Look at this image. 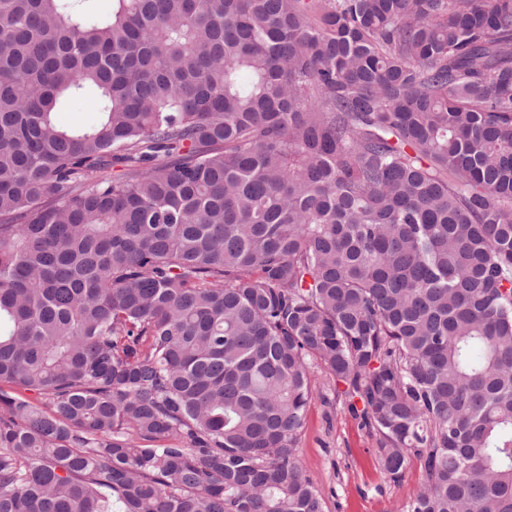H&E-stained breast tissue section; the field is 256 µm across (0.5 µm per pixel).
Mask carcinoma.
Returning <instances> with one entry per match:
<instances>
[{"label": "carcinoma", "instance_id": "1", "mask_svg": "<svg viewBox=\"0 0 512 512\" xmlns=\"http://www.w3.org/2000/svg\"><path fill=\"white\" fill-rule=\"evenodd\" d=\"M93 2L0 0V512H325L315 368L512 512V0ZM57 119L64 125L84 126L98 119L96 96L90 92L80 97L65 98L58 104Z\"/></svg>", "mask_w": 512, "mask_h": 512}]
</instances>
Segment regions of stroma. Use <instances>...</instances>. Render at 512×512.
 I'll return each mask as SVG.
<instances>
[{"instance_id": "35a3bbf8", "label": "stroma", "mask_w": 512, "mask_h": 512, "mask_svg": "<svg viewBox=\"0 0 512 512\" xmlns=\"http://www.w3.org/2000/svg\"><path fill=\"white\" fill-rule=\"evenodd\" d=\"M313 381L298 460L322 495L325 512H396L423 480L419 458L410 457L402 476L392 478L378 465L374 434L349 412L334 382L319 372Z\"/></svg>"}]
</instances>
